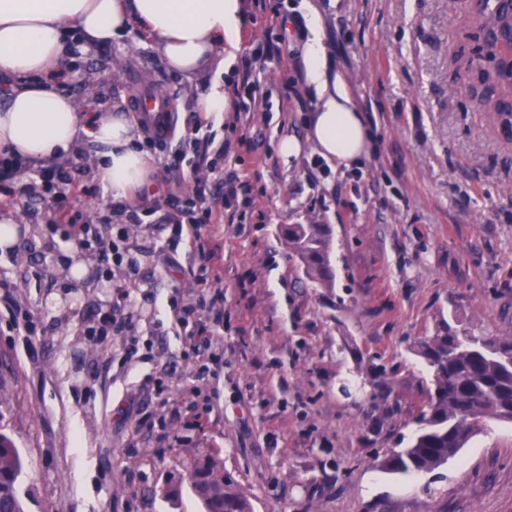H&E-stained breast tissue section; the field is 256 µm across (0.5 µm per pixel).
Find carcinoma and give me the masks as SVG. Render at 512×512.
Listing matches in <instances>:
<instances>
[{
	"mask_svg": "<svg viewBox=\"0 0 512 512\" xmlns=\"http://www.w3.org/2000/svg\"><path fill=\"white\" fill-rule=\"evenodd\" d=\"M472 28L493 42H512V0H477L469 12ZM507 92L490 81L483 109L501 111ZM288 245L305 273L324 287L333 283L330 231L326 224H290ZM420 354L433 370L434 393L418 420L419 429L409 445L392 449L379 462L394 474L429 473L454 457L489 419L512 415V336H475L442 318L432 334L418 341ZM24 460L14 441L0 433V512H24L17 483ZM189 485L203 512H251L249 500L224 473L216 456H196L189 467Z\"/></svg>",
	"mask_w": 512,
	"mask_h": 512,
	"instance_id": "carcinoma-1",
	"label": "carcinoma"
}]
</instances>
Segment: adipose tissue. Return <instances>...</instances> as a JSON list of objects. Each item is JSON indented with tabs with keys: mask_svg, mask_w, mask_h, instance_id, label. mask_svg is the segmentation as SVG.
<instances>
[{
	"mask_svg": "<svg viewBox=\"0 0 512 512\" xmlns=\"http://www.w3.org/2000/svg\"><path fill=\"white\" fill-rule=\"evenodd\" d=\"M241 0H0V150L40 162L88 138L104 148L101 176L114 201L151 187L153 161L134 145L126 116L83 108L59 89L61 65L138 33L170 71L191 76L223 67L239 45ZM319 99L308 139L330 163L351 165L371 133L344 83L331 79L318 42L307 48Z\"/></svg>",
	"mask_w": 512,
	"mask_h": 512,
	"instance_id": "1",
	"label": "adipose tissue"
}]
</instances>
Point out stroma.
<instances>
[{"label": "stroma", "instance_id": "35a3bbf8", "mask_svg": "<svg viewBox=\"0 0 512 512\" xmlns=\"http://www.w3.org/2000/svg\"><path fill=\"white\" fill-rule=\"evenodd\" d=\"M274 2L291 25L270 27L245 0L234 52L255 61L271 110L244 124L229 109L208 129L224 149L217 167L251 175L225 195L215 237L224 291L217 378L196 380L193 342L175 318L195 290L192 275L158 262L172 251L187 260L186 243L147 217L131 225L133 275L99 263L95 241L75 247L14 209L18 241L0 250V282L17 303L0 305V432L25 461V512H202L187 468L208 451L253 512H512V423L489 422L430 474L377 466L407 445L433 390L419 337L442 317L512 336V136L474 104L472 73L452 62L467 0ZM315 30L330 75L373 134L350 168L329 166L307 140L317 99L304 47ZM63 70L77 102L127 116L142 87L164 91L179 121L154 154L157 183L191 133V102L215 78L170 72L137 33ZM286 137L302 140L299 155L280 154ZM102 150L84 139L69 152L96 189L94 213L112 203ZM259 153L268 156L261 166ZM290 224L330 225L333 287L305 275L283 233ZM68 250L85 270L65 295L58 258ZM122 290L137 307L133 355L122 337L84 331ZM182 355L184 372L163 376ZM150 376L163 378L168 402L143 390ZM168 485L180 486L177 501L163 497Z\"/></svg>", "mask_w": 512, "mask_h": 512}]
</instances>
